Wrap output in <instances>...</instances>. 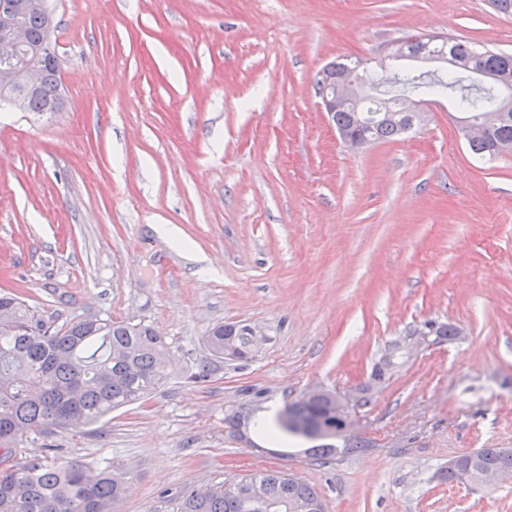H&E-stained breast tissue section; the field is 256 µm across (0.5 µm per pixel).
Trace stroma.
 <instances>
[{
  "instance_id": "35a3bbf8",
  "label": "stroma",
  "mask_w": 512,
  "mask_h": 512,
  "mask_svg": "<svg viewBox=\"0 0 512 512\" xmlns=\"http://www.w3.org/2000/svg\"><path fill=\"white\" fill-rule=\"evenodd\" d=\"M50 3L67 103L0 111V292L59 326L148 324L173 361L144 402L24 434L16 462H110L129 478L119 512H176L264 469L326 512H512V480L439 478L512 448V156L474 158L446 98L424 128L348 151L315 89L337 57L377 59L409 31L512 52V16L491 0ZM219 322L262 331L252 358L209 355ZM429 322L461 334L412 347ZM311 388L357 400L356 447L324 462L257 428Z\"/></svg>"
}]
</instances>
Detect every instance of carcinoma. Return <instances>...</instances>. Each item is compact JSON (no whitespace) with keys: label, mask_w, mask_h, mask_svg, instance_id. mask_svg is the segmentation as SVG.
<instances>
[{"label":"carcinoma","mask_w":512,"mask_h":512,"mask_svg":"<svg viewBox=\"0 0 512 512\" xmlns=\"http://www.w3.org/2000/svg\"><path fill=\"white\" fill-rule=\"evenodd\" d=\"M21 20L33 43L41 41L49 13L41 0ZM408 61L424 57L452 61L445 72H416L399 64L400 85L420 97L454 96L462 119L483 123L480 139H465L479 158L512 154V107L488 84L472 83L475 74L512 76V53L478 48L471 42L445 37L424 41L408 51ZM61 68L48 61L39 87L24 94L20 111L45 114L64 104ZM338 130L365 136L369 143L393 141L404 127L387 121L380 100L363 99L334 112ZM11 314V326L0 327V512H117L128 488L126 473L108 463L72 460L61 466L35 459L13 462L15 443L24 433L40 429L79 431L114 410L135 404L167 379L172 356L169 345L150 326L139 322L85 317L61 327L40 317L14 294H0V312ZM209 354L224 358V344L248 357L253 339L248 326L214 325L203 338ZM334 394L323 390L304 403L293 402L278 417L279 426L294 435L323 444L309 449L315 459L335 452L326 440L338 438L337 428H325L334 411ZM304 422L308 428L290 425ZM512 470V448H477L448 462L441 478L450 483H476L483 472ZM224 482L203 484L182 498L178 512H312L323 500L315 487L288 478L283 470H259Z\"/></svg>","instance_id":"obj_1"}]
</instances>
